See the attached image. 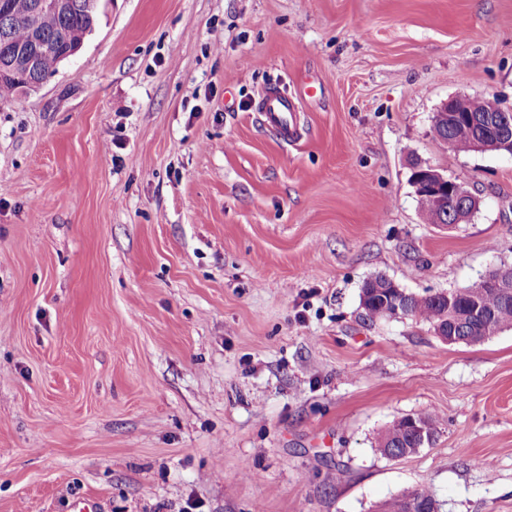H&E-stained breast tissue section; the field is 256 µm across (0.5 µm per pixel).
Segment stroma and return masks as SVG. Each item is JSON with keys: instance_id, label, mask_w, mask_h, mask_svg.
I'll return each mask as SVG.
<instances>
[{"instance_id": "1", "label": "stroma", "mask_w": 512, "mask_h": 512, "mask_svg": "<svg viewBox=\"0 0 512 512\" xmlns=\"http://www.w3.org/2000/svg\"><path fill=\"white\" fill-rule=\"evenodd\" d=\"M452 97L512 106V0H103L0 102V512H512V329L360 304L512 264V156L436 141ZM416 163L469 223L426 222ZM426 411L432 444L379 452ZM256 109L263 125L283 140L293 141L299 136L297 97L270 89L261 96ZM414 170L416 174L413 186L419 201L429 197L441 204L453 205L447 209L437 206L431 200L420 203L428 223L450 227L445 224H453L454 216L450 211L453 208L456 210L454 224H465L469 221L479 206V200L472 192L431 167L416 166ZM376 283L374 285L380 286V288H387L382 291L373 288L374 285L367 288L368 281L365 282L361 289V305L365 311V316L370 320L380 318H390L384 316V306L388 302L387 291L390 288L389 279L384 276H377L372 278ZM409 416L394 421L380 437L378 448L383 456L394 459L417 453L421 449L415 448L410 436L407 426ZM409 500L414 504L415 512H438L439 503L432 492L424 489L403 492L377 506L378 512H400L399 506L402 501Z\"/></svg>"}]
</instances>
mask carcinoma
Segmentation results:
<instances>
[{
	"instance_id": "obj_1",
	"label": "carcinoma",
	"mask_w": 512,
	"mask_h": 512,
	"mask_svg": "<svg viewBox=\"0 0 512 512\" xmlns=\"http://www.w3.org/2000/svg\"><path fill=\"white\" fill-rule=\"evenodd\" d=\"M35 2L36 0H0V64L14 70V77L0 82V102L9 100L19 91L30 90L33 85L54 74L61 63V55L83 41L98 22V11L88 7L89 0H68L65 10L41 14L39 32L44 38V44L48 45V50L41 52L38 65L29 70L17 57V50L28 43L29 18ZM497 104L496 98L473 102V109L483 117V126L494 123ZM433 137L439 142H451L459 152L471 151L469 139L458 136L450 128H437ZM422 208L430 224L454 222V216L449 209L439 207L431 200L422 203ZM373 281L382 290L364 287L360 296L365 316L371 320L384 317V306L388 302L387 289L390 288L389 279L384 276H377ZM476 297L483 304L487 320H467L451 324L450 311L466 313ZM402 300L407 307V317L426 322L434 330L446 326L448 331L462 337L466 344L481 343L505 329H512V300H504L491 290L477 296L473 292L466 293L464 288H458L448 291L446 297L437 292L421 295L406 290ZM407 421L406 416L394 421L382 434L378 448L383 456L394 459L418 452L410 436ZM404 500L414 504L415 512H439V503L435 496L424 489L403 492L385 500L377 506V512H400L399 506Z\"/></svg>"
}]
</instances>
